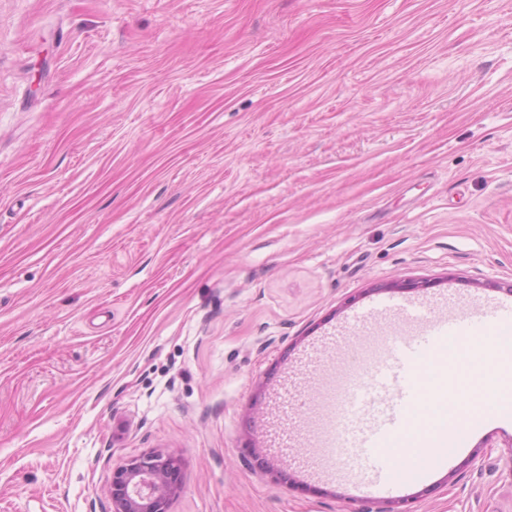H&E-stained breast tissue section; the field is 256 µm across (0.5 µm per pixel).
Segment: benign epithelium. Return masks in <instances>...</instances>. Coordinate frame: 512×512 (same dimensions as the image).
<instances>
[{"label":"benign epithelium","instance_id":"7a95c632","mask_svg":"<svg viewBox=\"0 0 512 512\" xmlns=\"http://www.w3.org/2000/svg\"><path fill=\"white\" fill-rule=\"evenodd\" d=\"M177 459L161 454L134 458L112 472V512H169L180 489Z\"/></svg>","mask_w":512,"mask_h":512}]
</instances>
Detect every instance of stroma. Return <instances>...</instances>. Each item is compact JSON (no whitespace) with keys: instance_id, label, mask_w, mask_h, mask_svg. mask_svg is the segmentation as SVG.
Returning a JSON list of instances; mask_svg holds the SVG:
<instances>
[{"instance_id":"obj_1","label":"stroma","mask_w":512,"mask_h":512,"mask_svg":"<svg viewBox=\"0 0 512 512\" xmlns=\"http://www.w3.org/2000/svg\"><path fill=\"white\" fill-rule=\"evenodd\" d=\"M512 0H0V512H512V417L329 459L407 305L512 303ZM177 459L148 454L130 460L112 472V512H169L180 489Z\"/></svg>"}]
</instances>
